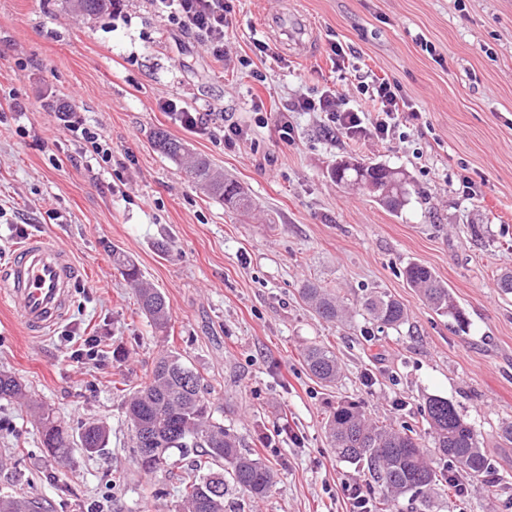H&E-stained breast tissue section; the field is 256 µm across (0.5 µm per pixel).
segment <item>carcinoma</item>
I'll list each match as a JSON object with an SVG mask.
<instances>
[{"label":"carcinoma","mask_w":512,"mask_h":512,"mask_svg":"<svg viewBox=\"0 0 512 512\" xmlns=\"http://www.w3.org/2000/svg\"><path fill=\"white\" fill-rule=\"evenodd\" d=\"M73 8L88 16L106 13L112 0H71ZM154 145L161 154L182 160L189 155L186 143L159 131ZM189 172L196 185L235 211H246L252 199L236 181L215 172L203 157H191ZM338 183L360 184L392 212L406 205L410 182L406 174L386 165L366 164L356 159L342 160L331 169ZM112 263L136 288L141 313L159 333L167 332L170 320L166 296L143 280L139 267L118 250H112ZM405 278L439 315H449L459 324L466 323L448 287L425 265L411 263ZM303 297L317 315L327 321L347 323L351 314L331 288L307 282ZM362 316L387 328H398L408 321L406 305L386 294L366 297ZM310 376L324 383H334L341 367L336 353L325 345L313 344L303 354ZM23 395L21 383L0 373V399ZM126 418L132 431L136 460L146 474L167 462L174 448H199L205 459H194L181 478L182 512H224V496L240 490L255 500L266 498L275 483L271 467L261 457L243 450L239 436L214 416L205 395L204 378L175 352L161 355L148 381L125 404ZM429 436L442 468H437L420 438L409 428L402 430L379 425L370 420L361 407L343 401L328 416L325 429L329 447L340 460L367 469L369 490L379 503H392L408 495L419 503L420 512H431L433 500L445 492L448 471L461 480H477L491 470V457L482 448L474 427L446 398L429 396L423 404ZM42 444L59 462L70 459L75 441L50 416L40 417ZM108 440L106 428L99 424L81 427L78 441L87 453H97ZM0 512H38V506L21 499L0 498Z\"/></svg>","instance_id":"carcinoma-1"}]
</instances>
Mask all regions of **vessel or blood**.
<instances>
[{"label":"vessel or blood","instance_id":"b4317fda","mask_svg":"<svg viewBox=\"0 0 512 512\" xmlns=\"http://www.w3.org/2000/svg\"><path fill=\"white\" fill-rule=\"evenodd\" d=\"M287 19L295 27L288 35V50L297 57L307 55L312 46L307 20L294 11ZM77 275L70 252L46 236L28 237L0 268V303L29 335H46L66 319Z\"/></svg>","mask_w":512,"mask_h":512}]
</instances>
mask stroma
<instances>
[{
  "label": "stroma",
  "instance_id": "obj_1",
  "mask_svg": "<svg viewBox=\"0 0 512 512\" xmlns=\"http://www.w3.org/2000/svg\"><path fill=\"white\" fill-rule=\"evenodd\" d=\"M277 2L230 0L220 63L147 0L92 17L68 0H0V251L41 234L81 269L69 315L49 335H26L0 305V373L25 389L0 400V496L25 494L42 512H178L184 451L144 473L124 413L128 394L173 351L206 379L215 417L275 470L267 498L234 491L224 512H346L344 484L370 476L331 452L329 411L353 401L373 420L422 434L430 395L472 424L495 477L439 498L433 512H512V446L499 438L512 422V294L496 286L512 270V0H292L312 27L303 57L256 47ZM335 41L348 49L338 66L328 57ZM374 78L397 82L419 111L402 114L393 135L331 137L322 114L294 112V144L280 139L287 102L332 88L340 109L362 106L357 83ZM171 95L210 113L208 134L160 110ZM65 111L101 129L111 165L84 156ZM231 124L249 136L228 146ZM158 130L237 180L252 211L205 196L154 149ZM346 157L404 170L407 205L393 213L332 181ZM464 175L476 196L462 195ZM116 249L166 295L169 336L139 311L112 263ZM414 262L447 284L465 324L409 287ZM307 279L351 309L387 293L409 319L396 330L359 315L324 322L298 293ZM88 336L100 340L103 364L71 360ZM314 343L340 359L335 386L305 370ZM43 409L73 435L104 425L106 447L73 448L58 466L42 445Z\"/></svg>",
  "mask_w": 512,
  "mask_h": 512
}]
</instances>
